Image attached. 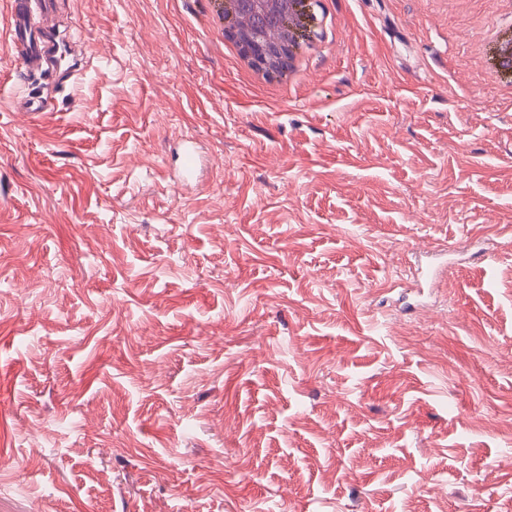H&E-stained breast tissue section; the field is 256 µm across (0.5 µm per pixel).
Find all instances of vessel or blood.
Here are the masks:
<instances>
[{
  "label": "vessel or blood",
  "instance_id": "b4317fda",
  "mask_svg": "<svg viewBox=\"0 0 512 512\" xmlns=\"http://www.w3.org/2000/svg\"><path fill=\"white\" fill-rule=\"evenodd\" d=\"M11 23L6 44L16 52L18 70L26 76L56 73L62 84L74 83L88 68L84 57L76 55L63 61L61 43L68 41V31L52 25L50 17L55 0H9Z\"/></svg>",
  "mask_w": 512,
  "mask_h": 512
}]
</instances>
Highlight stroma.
<instances>
[{
  "label": "stroma",
  "instance_id": "stroma-1",
  "mask_svg": "<svg viewBox=\"0 0 512 512\" xmlns=\"http://www.w3.org/2000/svg\"><path fill=\"white\" fill-rule=\"evenodd\" d=\"M319 9L290 84L210 0H58L72 89L0 45V512L512 504V90L478 64L512 0ZM223 4L224 24L219 8V2L212 3V21L211 29L217 37L223 42L225 48L231 53L232 57L239 59L248 66H251L252 56L244 57L242 53V45L232 36H224V26L235 32L242 42L251 45L250 33L252 28V18L242 13L237 6L238 0H220Z\"/></svg>",
  "mask_w": 512,
  "mask_h": 512
}]
</instances>
